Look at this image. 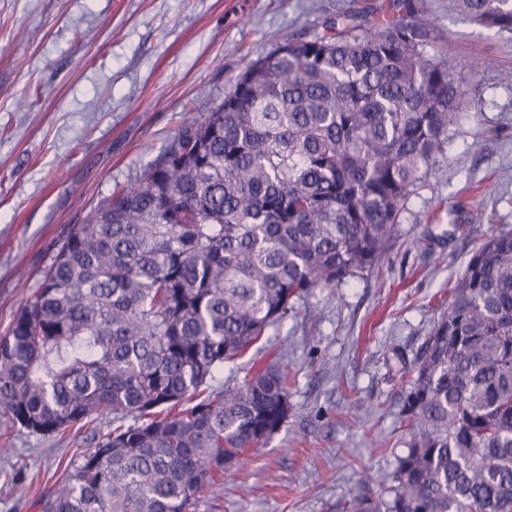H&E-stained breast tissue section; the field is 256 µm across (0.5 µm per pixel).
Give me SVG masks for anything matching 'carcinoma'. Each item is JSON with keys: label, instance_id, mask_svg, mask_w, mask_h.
<instances>
[{"label": "carcinoma", "instance_id": "obj_1", "mask_svg": "<svg viewBox=\"0 0 512 512\" xmlns=\"http://www.w3.org/2000/svg\"><path fill=\"white\" fill-rule=\"evenodd\" d=\"M512 34V0H448ZM411 0L340 11L250 61L70 231L0 335V413L36 435L112 414L43 512H189L291 410L274 360L208 385L315 288L373 272L466 91ZM388 498L351 512H512V231L448 287L403 397Z\"/></svg>", "mask_w": 512, "mask_h": 512}]
</instances>
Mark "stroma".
<instances>
[{
  "mask_svg": "<svg viewBox=\"0 0 512 512\" xmlns=\"http://www.w3.org/2000/svg\"><path fill=\"white\" fill-rule=\"evenodd\" d=\"M467 98L378 273L314 289L212 385L281 359L292 411L190 512H348L402 450L401 376L448 304V282L490 234L512 230V37L417 0ZM375 0H0V331L59 241L134 182L245 65L324 33ZM432 230L433 252L418 239ZM112 425L40 436L0 418V512L43 502Z\"/></svg>",
  "mask_w": 512,
  "mask_h": 512,
  "instance_id": "obj_1",
  "label": "stroma"
}]
</instances>
